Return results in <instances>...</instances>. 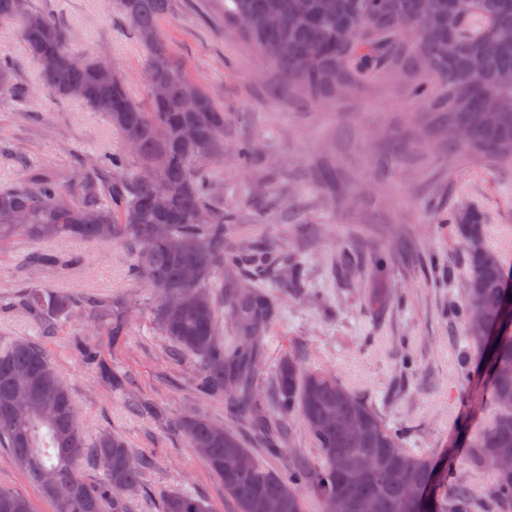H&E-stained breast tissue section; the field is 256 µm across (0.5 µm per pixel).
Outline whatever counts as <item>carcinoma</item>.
Returning a JSON list of instances; mask_svg holds the SVG:
<instances>
[{"label": "carcinoma", "instance_id": "1", "mask_svg": "<svg viewBox=\"0 0 512 512\" xmlns=\"http://www.w3.org/2000/svg\"><path fill=\"white\" fill-rule=\"evenodd\" d=\"M168 7L169 0H119L131 31L148 49L149 86L165 91L143 106L124 81L100 76L90 63L75 65L67 29L32 0L25 18L17 16L16 0H0V19L15 24L31 58L56 55L53 68L40 71L42 88L105 117L125 145L97 156L88 169L27 168L0 185V244L122 241L133 247L129 275L153 291L159 335L200 362L197 391L226 399L275 447L284 428L272 421L252 385L261 339L280 307L272 294L249 285L218 304L216 276L224 261L237 257L224 253V211L210 204L202 172L224 153V111L174 62L160 30ZM270 17L279 25L267 26ZM224 26L244 33L284 88L312 100L399 73L409 94L439 113L448 153L512 160V43L496 37L512 29V0H224ZM16 90L14 69L0 65V98ZM488 95L496 98L492 111L483 105ZM462 128L468 132L464 143ZM73 184L77 189L68 190ZM158 192L167 198L163 209L151 203ZM457 231L466 251V297L480 296L486 325L493 327L508 303L512 269L486 245L480 213L465 212ZM34 259L59 274L80 264L78 256L50 248ZM2 306L21 309L44 334L76 316L113 335L125 326V310L112 296H79L41 282L0 297ZM223 307L239 337L231 349L218 336ZM459 315L493 410L470 442L468 463L490 472L497 488L492 508L512 512V470L499 466L502 456L512 457V329H500L491 344L469 303ZM274 392L281 413L299 415L319 448L318 461L296 458L288 469L274 471L224 425L193 415L178 421L237 512H264L268 498L280 502L281 512H305L306 490L322 512H471L469 486L458 483L449 498L433 493L437 468L403 448L401 433L335 377L305 370L289 356ZM0 447L51 501L53 512H132L145 489L144 466L124 438L110 430L84 434L67 384L31 337L0 347ZM87 459L103 472L101 481L80 474ZM47 476L58 487L78 485L77 494L54 496L44 486ZM161 509L217 512L180 490L166 492ZM0 512L33 509L22 493L0 488Z\"/></svg>", "mask_w": 512, "mask_h": 512}]
</instances>
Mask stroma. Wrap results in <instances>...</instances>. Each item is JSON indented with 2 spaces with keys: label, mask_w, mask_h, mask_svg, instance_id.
I'll use <instances>...</instances> for the list:
<instances>
[{
  "label": "stroma",
  "mask_w": 512,
  "mask_h": 512,
  "mask_svg": "<svg viewBox=\"0 0 512 512\" xmlns=\"http://www.w3.org/2000/svg\"><path fill=\"white\" fill-rule=\"evenodd\" d=\"M64 23L78 56L106 53L139 100L148 94L147 50L111 0H37ZM170 51L224 111V156L204 175L222 209L224 248L238 253L224 288L267 289L279 319L262 340L254 386L273 404L284 356L320 369L368 398L386 425L405 432L403 446L450 463L475 491L473 512H490L491 476L468 469L470 438L489 420L488 386L478 374L458 312L465 301V255L449 213L480 211L488 246L512 267V161L449 155L433 112L413 100L404 79L380 78L360 91L312 103L288 94L261 57L224 26V0H170L161 22ZM0 62L16 73L20 94L0 99V145L34 163L70 167L120 149L105 120L39 83L11 22L0 20ZM408 149L393 153L391 146ZM254 148L250 164L240 145ZM81 256L79 272L58 290L112 294L127 310L126 333L111 337L72 319L54 334L19 309L0 311V347L38 339L67 383L87 436L121 434L153 465L134 512H160L161 495L184 490L236 512L224 488L176 428L202 415L232 429L259 462L284 470L292 455L319 458L303 422L284 419L283 453L267 449L223 399L195 389L199 365L169 358L151 322L153 296L128 276L127 245L65 242ZM29 245L0 247V296L40 279ZM385 298L381 309L372 295ZM121 375L114 389L98 361ZM0 487L26 495L36 512L52 506L0 447Z\"/></svg>",
  "instance_id": "35a3bbf8"
}]
</instances>
